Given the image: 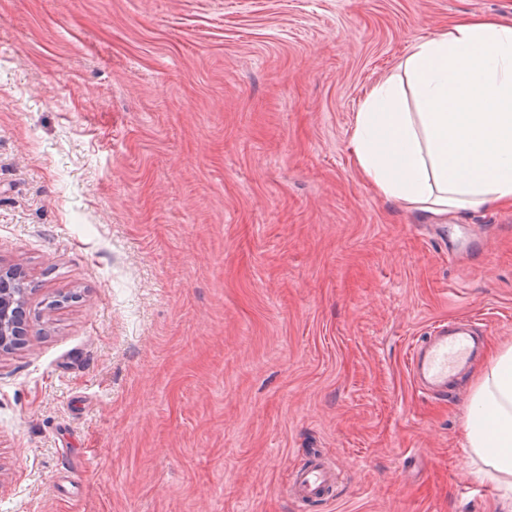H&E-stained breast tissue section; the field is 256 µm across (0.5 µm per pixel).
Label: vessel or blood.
<instances>
[{
    "instance_id": "1",
    "label": "vessel or blood",
    "mask_w": 512,
    "mask_h": 512,
    "mask_svg": "<svg viewBox=\"0 0 512 512\" xmlns=\"http://www.w3.org/2000/svg\"><path fill=\"white\" fill-rule=\"evenodd\" d=\"M473 353L472 338L464 329L448 324L423 341L411 353L413 375L426 388L447 395L449 376ZM289 491L303 502L317 503L334 497V466L313 458L306 466L291 471Z\"/></svg>"
}]
</instances>
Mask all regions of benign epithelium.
<instances>
[{
    "mask_svg": "<svg viewBox=\"0 0 512 512\" xmlns=\"http://www.w3.org/2000/svg\"><path fill=\"white\" fill-rule=\"evenodd\" d=\"M33 293L26 270L0 265V355L23 345L30 332L29 296Z\"/></svg>",
    "mask_w": 512,
    "mask_h": 512,
    "instance_id": "7a95c632",
    "label": "benign epithelium"
}]
</instances>
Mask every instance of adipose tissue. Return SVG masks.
<instances>
[{"label": "adipose tissue", "mask_w": 512, "mask_h": 512, "mask_svg": "<svg viewBox=\"0 0 512 512\" xmlns=\"http://www.w3.org/2000/svg\"><path fill=\"white\" fill-rule=\"evenodd\" d=\"M350 147L378 195L429 218L512 207V23L461 22L414 43L365 91ZM464 446L512 512V345L478 372Z\"/></svg>", "instance_id": "adipose-tissue-1"}]
</instances>
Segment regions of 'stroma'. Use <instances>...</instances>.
<instances>
[{
  "label": "stroma",
  "instance_id": "obj_1",
  "mask_svg": "<svg viewBox=\"0 0 512 512\" xmlns=\"http://www.w3.org/2000/svg\"><path fill=\"white\" fill-rule=\"evenodd\" d=\"M512 0H0V512H496L463 448L512 344V209L376 195L350 135L410 44ZM482 330L447 397L408 346ZM339 474L310 506L288 474ZM26 270L18 265H0V355L23 345L30 336L29 296Z\"/></svg>",
  "mask_w": 512,
  "mask_h": 512
}]
</instances>
